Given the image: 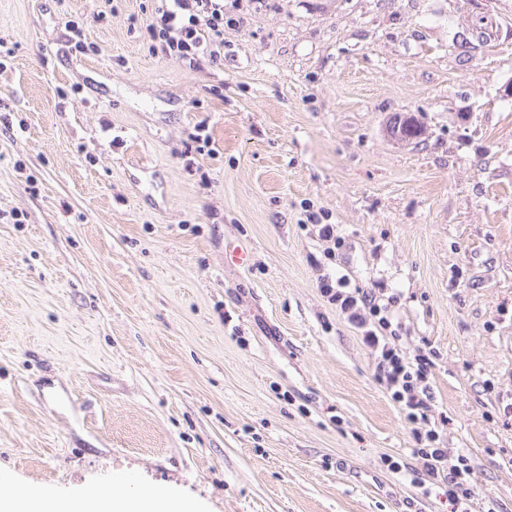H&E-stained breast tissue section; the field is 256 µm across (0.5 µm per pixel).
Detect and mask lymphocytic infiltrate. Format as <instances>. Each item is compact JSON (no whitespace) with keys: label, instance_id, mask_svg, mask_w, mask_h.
Masks as SVG:
<instances>
[{"label":"lymphocytic infiltrate","instance_id":"lymphocytic-infiltrate-1","mask_svg":"<svg viewBox=\"0 0 512 512\" xmlns=\"http://www.w3.org/2000/svg\"><path fill=\"white\" fill-rule=\"evenodd\" d=\"M148 34L152 51L199 70L224 56V0H152ZM319 289L349 324L358 329L374 368V378L414 430L412 453L430 484L443 487L450 512H471L473 469L466 455L443 444L446 419L433 414L432 356L404 350L402 325L393 314L395 297L384 288H363L346 276L322 274Z\"/></svg>","mask_w":512,"mask_h":512}]
</instances>
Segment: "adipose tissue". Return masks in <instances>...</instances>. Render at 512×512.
Here are the masks:
<instances>
[{
  "mask_svg": "<svg viewBox=\"0 0 512 512\" xmlns=\"http://www.w3.org/2000/svg\"><path fill=\"white\" fill-rule=\"evenodd\" d=\"M117 480L109 491L91 494L84 488L61 493L48 488L33 492H0V512H196L193 504L168 491L146 494L123 493Z\"/></svg>",
  "mask_w": 512,
  "mask_h": 512,
  "instance_id": "ef3b65f1",
  "label": "adipose tissue"
}]
</instances>
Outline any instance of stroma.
<instances>
[{
    "instance_id": "1",
    "label": "stroma",
    "mask_w": 512,
    "mask_h": 512,
    "mask_svg": "<svg viewBox=\"0 0 512 512\" xmlns=\"http://www.w3.org/2000/svg\"><path fill=\"white\" fill-rule=\"evenodd\" d=\"M151 15L0 0V470L203 512H448L319 291L310 204L434 351L473 512H512V0H224L195 72L151 52ZM406 115L395 114L390 121L389 124V132L392 137L398 140L407 142H415V144L420 143L422 140H419L424 134V128L421 123L417 120L414 124H408L406 122ZM397 128L398 132L404 137H396L395 129Z\"/></svg>"
}]
</instances>
